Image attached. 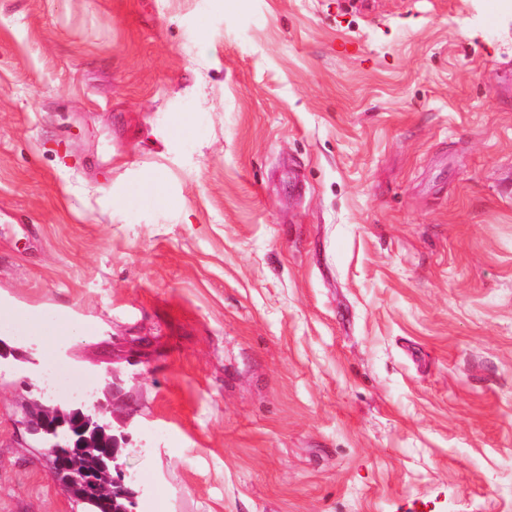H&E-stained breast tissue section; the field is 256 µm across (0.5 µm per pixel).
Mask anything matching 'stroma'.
Returning <instances> with one entry per match:
<instances>
[{
	"instance_id": "obj_1",
	"label": "stroma",
	"mask_w": 512,
	"mask_h": 512,
	"mask_svg": "<svg viewBox=\"0 0 512 512\" xmlns=\"http://www.w3.org/2000/svg\"><path fill=\"white\" fill-rule=\"evenodd\" d=\"M1 308L0 512H512V0H0ZM0 317L14 323L25 336H29L45 358L50 357L59 344L88 331L87 327H77L64 318H48L2 309ZM68 414L75 413L79 417H68L61 411L51 407H43L36 423L40 430L52 436L55 441L49 448V437L43 433L33 434L41 447L48 448L55 458L54 477L65 489L68 485V473L73 468L75 461L88 450L96 449L100 453L104 467H114L118 459L119 448L116 437L112 438V427L108 426L106 433L112 439L109 440L103 434L90 435L86 425V419L80 416L87 415L83 408L74 404L55 403ZM51 470L54 468V459L48 453H44ZM106 458L112 460L108 461ZM115 469L119 472L117 480L112 479V486L105 476L100 477L99 489L95 493L92 492L97 484V478L94 475L88 476L83 481V490L85 494H77L76 491L68 492L74 501L80 506L82 512H108L112 511V492L118 494L119 497H128L131 500L129 489L124 484V476L120 472L119 464H115ZM132 501V500H131Z\"/></svg>"
}]
</instances>
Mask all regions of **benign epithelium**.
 <instances>
[{
  "instance_id": "obj_1",
  "label": "benign epithelium",
  "mask_w": 512,
  "mask_h": 512,
  "mask_svg": "<svg viewBox=\"0 0 512 512\" xmlns=\"http://www.w3.org/2000/svg\"><path fill=\"white\" fill-rule=\"evenodd\" d=\"M40 430L54 438L49 452L55 458L53 474L62 487H67L68 473L75 461L89 450L117 461L119 448L104 435L90 434L83 417H68L51 407H44L36 420Z\"/></svg>"
}]
</instances>
